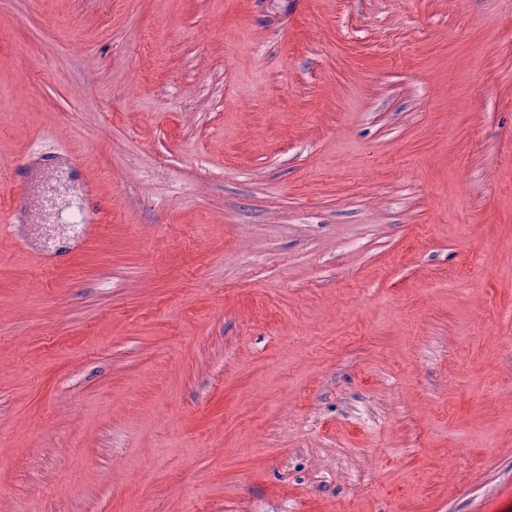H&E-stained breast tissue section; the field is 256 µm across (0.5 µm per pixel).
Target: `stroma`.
I'll list each match as a JSON object with an SVG mask.
<instances>
[{
	"instance_id": "1",
	"label": "stroma",
	"mask_w": 512,
	"mask_h": 512,
	"mask_svg": "<svg viewBox=\"0 0 512 512\" xmlns=\"http://www.w3.org/2000/svg\"><path fill=\"white\" fill-rule=\"evenodd\" d=\"M0 162V512H512V0H0Z\"/></svg>"
}]
</instances>
